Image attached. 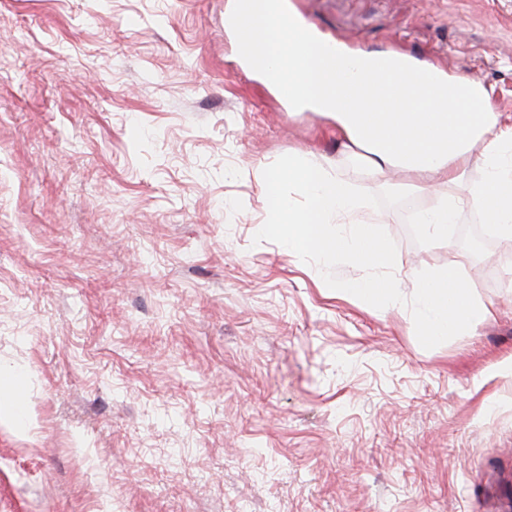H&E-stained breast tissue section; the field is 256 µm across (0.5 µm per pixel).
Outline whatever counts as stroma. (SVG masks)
<instances>
[{
	"label": "stroma",
	"mask_w": 512,
	"mask_h": 512,
	"mask_svg": "<svg viewBox=\"0 0 512 512\" xmlns=\"http://www.w3.org/2000/svg\"><path fill=\"white\" fill-rule=\"evenodd\" d=\"M232 0H0V512H512V239L414 243L365 207L411 295L459 268L490 316L432 349L337 295L265 221L257 173L372 176L336 123L243 68ZM352 50L426 55L512 126V0H288Z\"/></svg>",
	"instance_id": "obj_1"
}]
</instances>
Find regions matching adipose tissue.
<instances>
[{"label": "adipose tissue", "mask_w": 512, "mask_h": 512, "mask_svg": "<svg viewBox=\"0 0 512 512\" xmlns=\"http://www.w3.org/2000/svg\"><path fill=\"white\" fill-rule=\"evenodd\" d=\"M240 20L237 37L254 45V68L262 72L272 66L287 75L298 88L292 102L298 111L333 116L345 140L366 152L370 174L401 168L426 185L451 184L463 174L472 141L482 140L483 183L467 197L441 201L418 222L425 236H442L457 211L469 208L499 235L512 238V158L505 154L507 135L481 85L471 84L467 99H454L449 92L458 76L437 68L411 70L405 59L392 56L388 67L409 76L392 94L380 86L382 74L372 53L321 45L274 11L269 0H254L253 10Z\"/></svg>", "instance_id": "1"}]
</instances>
